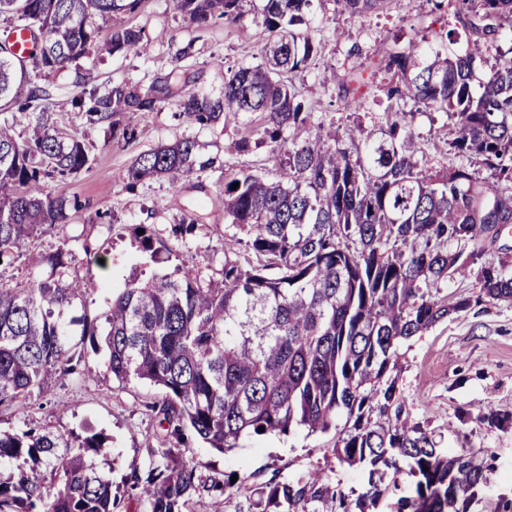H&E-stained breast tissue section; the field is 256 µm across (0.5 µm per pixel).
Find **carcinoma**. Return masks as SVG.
<instances>
[{
  "instance_id": "cac0c4a2",
  "label": "carcinoma",
  "mask_w": 512,
  "mask_h": 512,
  "mask_svg": "<svg viewBox=\"0 0 512 512\" xmlns=\"http://www.w3.org/2000/svg\"><path fill=\"white\" fill-rule=\"evenodd\" d=\"M170 10L201 26L243 17L246 0H168ZM310 0H266L257 23L266 36L264 63L224 75L213 99L186 93L179 116L201 126L229 124L241 114L254 126L234 142L238 151L263 145L278 157V174L242 173L224 181V218L246 236L253 258H224L218 281L186 265L147 280H130L103 315L85 312L101 287L76 269L61 242L42 258L44 269L24 284L0 282V406L41 399L64 385L87 350L103 353L112 378L163 390L159 464L147 483L133 477L144 512H192L205 499L252 494L246 480L202 476L184 461L185 432L224 452L247 434L288 435L296 428L325 433L346 415L333 452L368 470L367 487L352 499L320 475L266 484L262 512H377L383 478H409L397 512H469L493 466L439 448L411 423L396 378L398 347L472 303L512 301V264H481L476 298L443 293L481 260L485 242L512 224V0H455L458 21L472 38L463 52L413 46L389 56L407 73L388 90L418 109L453 118L448 142L460 163L444 174L425 171L405 112H394L379 138L350 133L340 144L333 126H310L312 112L285 75L309 66L321 51L300 28ZM364 15L385 0H339ZM141 0H0V260L21 244L66 223L69 204L45 192L90 161L84 144L63 133L42 105L40 74L98 55L146 51L141 28L115 24ZM111 23L99 41L93 19ZM24 30L32 51L16 57L10 36ZM425 52L427 65L410 59ZM494 55L482 91L472 88L476 60ZM174 73L145 91L115 84L72 100L90 124H105L129 143L126 114L143 117L167 102ZM307 130L287 143L285 131ZM481 160L486 173L469 160ZM215 156L183 138L138 154L122 179L135 185L211 170ZM237 188H232L233 184ZM110 448L29 428L0 432V512H120L109 472L99 461Z\"/></svg>"
}]
</instances>
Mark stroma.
Listing matches in <instances>:
<instances>
[{
	"instance_id": "stroma-1",
	"label": "stroma",
	"mask_w": 512,
	"mask_h": 512,
	"mask_svg": "<svg viewBox=\"0 0 512 512\" xmlns=\"http://www.w3.org/2000/svg\"><path fill=\"white\" fill-rule=\"evenodd\" d=\"M263 6L264 0H249L240 21L218 20L200 27L174 15L167 0H141L126 22L154 37L148 55L94 56L40 79L49 93L46 104L60 128L85 143L90 163L75 176L46 183V192L76 201L77 206L70 209L58 232L29 239L16 261L0 266L1 282L26 281L41 255L55 249L59 238H66L77 254L88 251L106 259L105 267L94 270L105 286L87 295L85 302L87 314L96 317L133 277L146 279L184 264L209 278L225 258L244 254L243 243L224 221V181L242 170L272 176L277 169L275 155L266 148L246 152L233 148L237 130L248 124V116L225 127H200L176 117L169 105L144 119L126 116V124L136 134L127 145L109 138L105 126L88 124L71 101L82 92L102 93L120 82L144 89L176 66L185 71L188 81L173 85L174 93L189 90L219 96L227 69L263 59L265 40L255 23ZM304 20L321 51L290 80L311 105L314 120L334 123L343 139L357 126L369 135L385 128L389 106L385 88L398 80L385 69L390 54L408 51L414 44L427 45L441 30L449 32L455 47H465L468 40L453 0H445L440 10L433 9L430 0H386L383 9L363 16L344 12L338 0H311ZM186 46L190 57L177 59L178 50ZM358 75L372 103L365 111L355 107L349 94ZM408 122L434 167L457 164L448 149L451 124L444 112L416 111L409 114ZM184 137L195 138L205 153L218 156L220 167L184 178L176 191L162 178L133 186L121 180L137 154ZM189 218L195 220L196 231L183 241L173 227ZM144 234L151 237V249L140 243ZM163 247L171 250V259L156 262L154 252ZM398 353V387L412 422L432 433L440 448L493 459L491 481L470 512H497L502 501H512V424L493 426L483 416L492 411L512 413V304H480L455 314L401 344ZM162 398V392L149 384L113 380L101 355L89 352L78 377L66 385L53 388L36 403L0 410V430L47 426L81 437L100 434L112 450L113 492L121 499L122 512H141L125 480L134 473L147 477L159 461L155 450L161 428L152 405ZM345 422L344 416H337L335 428L325 433L301 429L286 436L247 435L238 448L224 454L196 446L188 459L202 475H235L256 488L318 470L356 495L364 490L365 473L331 453Z\"/></svg>"
}]
</instances>
